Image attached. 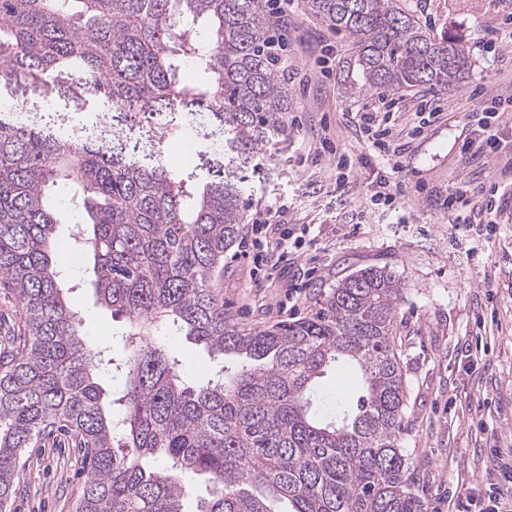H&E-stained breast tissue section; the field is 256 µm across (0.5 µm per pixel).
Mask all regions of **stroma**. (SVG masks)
<instances>
[{
    "label": "stroma",
    "instance_id": "35a3bbf8",
    "mask_svg": "<svg viewBox=\"0 0 512 512\" xmlns=\"http://www.w3.org/2000/svg\"><path fill=\"white\" fill-rule=\"evenodd\" d=\"M401 2L431 34L462 38L471 67L468 78L445 91L400 89L404 101L394 114L396 127L413 123L424 99L440 102L447 116L411 141L394 175L401 190L398 206L371 205L366 194L380 165L347 115L377 95L349 99L340 90L342 63L355 43L296 0L287 51L286 140L268 147L265 167L249 175L243 224L251 226L263 204L287 202L286 221L311 227L303 258L314 260L317 271L303 280L294 310L282 313L278 305L300 260L283 261L273 280L257 283L239 247H232L224 256V315L240 327H268L315 309L312 283L329 286L369 266L396 271L404 285L398 337L410 393L401 445L427 512H455L466 488L481 494L498 481L488 463L491 454L512 453V171L504 169L512 158V121L498 128L500 156L470 157L461 149L465 137L478 134L474 112L512 94V44H484L486 32L512 16V0ZM325 46L330 70L323 75L313 62ZM324 134L354 162L344 202L336 191L334 156L314 153ZM459 189L478 206H492V213L464 210L449 223L439 201ZM348 209L364 211L359 228L346 224ZM487 221L492 231L484 230ZM53 262L64 274L86 343L120 353L124 321L97 304L87 264H74L64 251ZM478 333L486 351L465 354V343ZM164 342L191 377L211 374L217 359L203 346L182 336ZM20 463L11 512H75L85 481L77 453L48 440L26 449Z\"/></svg>",
    "mask_w": 512,
    "mask_h": 512
}]
</instances>
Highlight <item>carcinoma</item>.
I'll list each match as a JSON object with an SVG mask.
<instances>
[{"label": "carcinoma", "instance_id": "1", "mask_svg": "<svg viewBox=\"0 0 512 512\" xmlns=\"http://www.w3.org/2000/svg\"><path fill=\"white\" fill-rule=\"evenodd\" d=\"M307 7L356 41L346 97L446 90L470 69L461 39L430 34L399 0ZM266 16L265 0H0V93L29 92L38 107L83 88L81 109L164 114L158 153L179 131L176 115L209 112L224 159L246 164L286 132L290 105ZM189 66L201 75L193 87L181 81ZM240 183L216 166L173 171L0 124V286L21 311L0 354V512L22 453L56 432L86 464L75 512H186L199 477L206 495L195 512H425L400 446L401 279L360 269L319 290L299 319L230 324L221 288L224 253L242 233ZM60 188L82 203L75 240L91 258L97 301L125 317L115 365L124 388L109 403L96 377L112 359L82 338L52 264ZM164 327L242 361L188 384L157 338ZM346 363L358 366L363 393L317 417V380Z\"/></svg>", "mask_w": 512, "mask_h": 512}]
</instances>
